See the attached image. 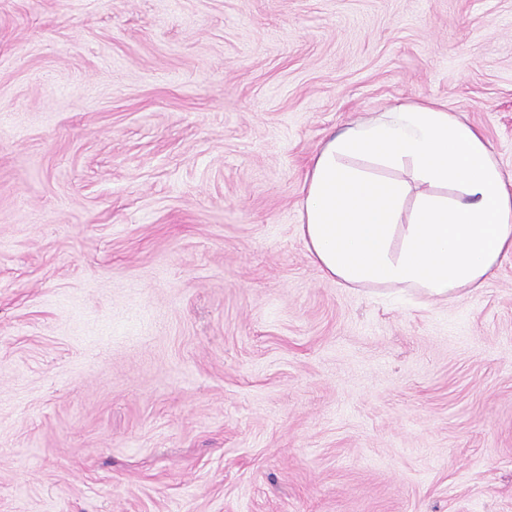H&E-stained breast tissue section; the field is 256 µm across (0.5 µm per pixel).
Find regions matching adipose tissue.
Wrapping results in <instances>:
<instances>
[{"mask_svg":"<svg viewBox=\"0 0 512 512\" xmlns=\"http://www.w3.org/2000/svg\"><path fill=\"white\" fill-rule=\"evenodd\" d=\"M373 164L411 168L423 192L373 175ZM300 209L311 261L348 288L448 299L483 287L512 255V176L474 126L430 103L391 105L330 137Z\"/></svg>","mask_w":512,"mask_h":512,"instance_id":"1","label":"adipose tissue"}]
</instances>
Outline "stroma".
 <instances>
[{
  "mask_svg": "<svg viewBox=\"0 0 512 512\" xmlns=\"http://www.w3.org/2000/svg\"><path fill=\"white\" fill-rule=\"evenodd\" d=\"M425 101L512 175V0H0V512H512V256L442 300L298 231Z\"/></svg>",
  "mask_w": 512,
  "mask_h": 512,
  "instance_id": "1",
  "label": "stroma"
}]
</instances>
